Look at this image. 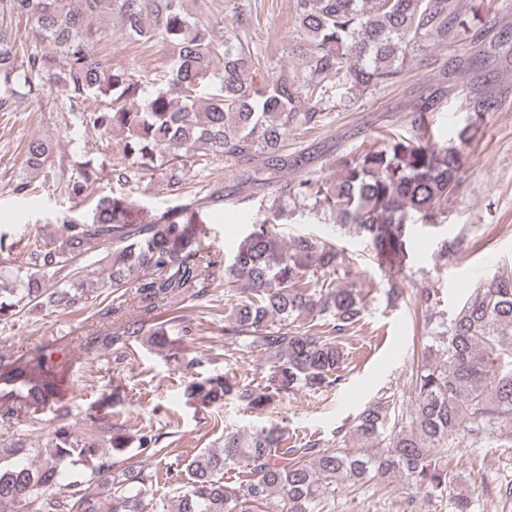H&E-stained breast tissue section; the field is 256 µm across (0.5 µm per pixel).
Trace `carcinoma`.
<instances>
[{
    "instance_id": "carcinoma-1",
    "label": "carcinoma",
    "mask_w": 512,
    "mask_h": 512,
    "mask_svg": "<svg viewBox=\"0 0 512 512\" xmlns=\"http://www.w3.org/2000/svg\"><path fill=\"white\" fill-rule=\"evenodd\" d=\"M104 13L121 18L131 41L170 47L173 61L160 85L150 88L149 80L95 53ZM21 18L44 44L22 57L14 30ZM460 24L459 0H296L297 35L288 55L303 68L291 74L253 53L244 14L217 36L218 21L204 2L190 10L184 0H0V112L14 111L16 88L34 93L31 76L42 73L65 86L74 124L116 138L110 193L88 213L56 219L63 234L29 251L35 272L26 287L0 273V316L34 300L75 307L82 294L64 286L65 279L90 269L112 294L100 319L110 322L119 313L122 288H135L137 303L125 322L86 338V348L126 345L143 335L160 348L178 327L174 317L156 322L158 310L174 300L198 302L222 287L231 300L224 336L270 357L272 365L261 387H237L220 373L191 383L187 395L203 403L233 396L257 409L276 395L338 385L346 333L370 305V289L350 280L347 256L335 246L307 236L281 241L276 226L288 218V202L363 237L385 272L378 288L396 305L403 299L399 275L408 246L418 229L444 225L483 117L499 109L502 93H470V121L448 142L429 120L446 93L438 86L404 125L340 156L335 179L306 171L281 183L226 259L202 252L198 243L206 210L224 200L223 188L208 186L204 197L178 202L152 224H135L138 198L130 185L156 175L179 191L190 168L202 171L218 159L242 186L278 181L306 165L303 156L288 153V132L323 126L325 106L334 100L347 109L359 96L399 83L415 52L452 41ZM474 44L475 52L451 59L449 76L476 73L475 63H487L499 47L482 39ZM24 164L59 176L70 196L88 198L90 163L67 169L50 143L34 138L24 147ZM95 243L112 245V253L88 257ZM221 269L222 281L216 277ZM436 305V294L423 288L407 307L416 313ZM412 382L406 414L393 418L389 405L377 402L356 417L352 432L361 445L355 451L319 442L290 448L279 427L224 433L223 444L184 463L191 485L175 512H322L347 478L397 476L427 497L448 494L459 440L489 445L512 426V275L470 287L422 347ZM58 384L53 354L0 351V422H10L20 407L44 409ZM99 430L112 432L107 452L98 448ZM384 432L388 445L378 454L368 451ZM127 441L103 415L92 418L84 435L57 426L48 448H0V512L165 509L145 497L158 470L128 462ZM79 466L88 476L64 481L66 468ZM232 469L242 476L228 483L224 472Z\"/></svg>"
}]
</instances>
